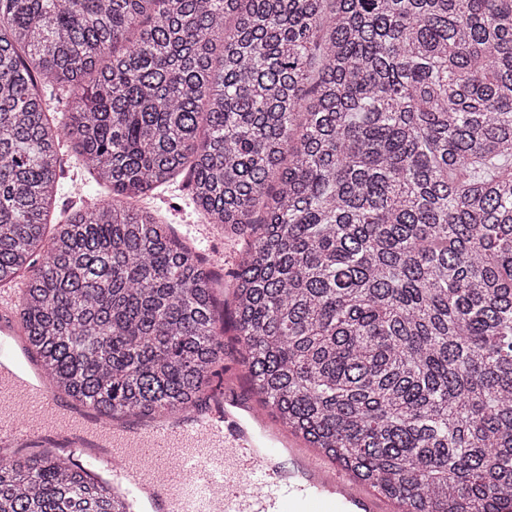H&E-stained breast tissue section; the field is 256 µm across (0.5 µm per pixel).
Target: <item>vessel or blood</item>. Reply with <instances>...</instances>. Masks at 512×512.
Returning a JSON list of instances; mask_svg holds the SVG:
<instances>
[{
  "instance_id": "b4317fda",
  "label": "vessel or blood",
  "mask_w": 512,
  "mask_h": 512,
  "mask_svg": "<svg viewBox=\"0 0 512 512\" xmlns=\"http://www.w3.org/2000/svg\"><path fill=\"white\" fill-rule=\"evenodd\" d=\"M17 293L0 291V447L74 449L94 470L125 486L144 512H395L309 449L291 447L266 416L248 410L229 425L193 413L144 421L102 415L94 406L64 408L43 382L15 314Z\"/></svg>"
}]
</instances>
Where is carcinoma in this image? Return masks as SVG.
<instances>
[{
    "mask_svg": "<svg viewBox=\"0 0 512 512\" xmlns=\"http://www.w3.org/2000/svg\"><path fill=\"white\" fill-rule=\"evenodd\" d=\"M68 144L112 201L47 240ZM180 175L258 402L401 512H512V0H0V288L107 415L224 362L207 257L144 204ZM0 512L140 506L43 450ZM208 240L210 242L204 241V243L199 245V248L201 249V252L205 255H210V248L216 250L219 253L224 254V263H218L217 267L215 268V271L217 273V279L224 284V274L228 270V268L231 267V264L234 262L235 257V249L231 247L229 244L225 243L224 241V234L220 232H214L210 235H208Z\"/></svg>",
    "mask_w": 512,
    "mask_h": 512,
    "instance_id": "1",
    "label": "carcinoma"
}]
</instances>
